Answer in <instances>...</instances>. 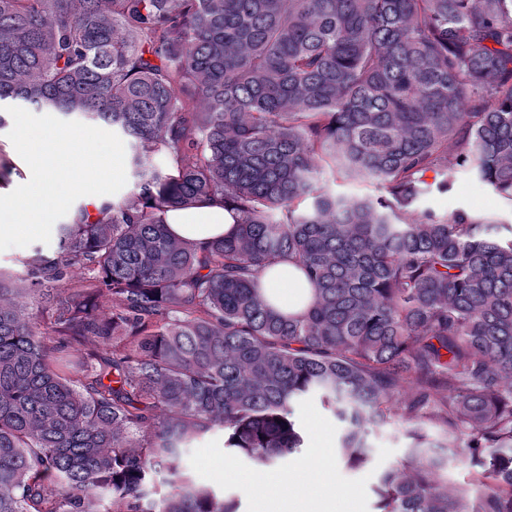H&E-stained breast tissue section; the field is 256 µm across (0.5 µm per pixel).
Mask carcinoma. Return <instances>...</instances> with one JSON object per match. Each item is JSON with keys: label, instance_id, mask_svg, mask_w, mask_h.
<instances>
[{"label": "carcinoma", "instance_id": "cac0c4a2", "mask_svg": "<svg viewBox=\"0 0 512 512\" xmlns=\"http://www.w3.org/2000/svg\"><path fill=\"white\" fill-rule=\"evenodd\" d=\"M6 102L103 122L135 192L0 272V512H239L185 448L273 465L311 395L352 469L407 424L377 512H512V225L415 209L462 169L512 206V0H0ZM205 201L235 233L173 238ZM283 260L301 312L262 288ZM456 447L481 493L448 485ZM323 185L326 189L336 193H350L358 195H377L379 190L375 185L369 183L348 184L339 177L326 174L323 178Z\"/></svg>", "mask_w": 512, "mask_h": 512}]
</instances>
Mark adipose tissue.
I'll list each match as a JSON object with an SVG mask.
<instances>
[{"label":"adipose tissue","mask_w":512,"mask_h":512,"mask_svg":"<svg viewBox=\"0 0 512 512\" xmlns=\"http://www.w3.org/2000/svg\"><path fill=\"white\" fill-rule=\"evenodd\" d=\"M165 222L172 236L195 244L226 236L234 230L231 213L218 203L168 211Z\"/></svg>","instance_id":"obj_1"}]
</instances>
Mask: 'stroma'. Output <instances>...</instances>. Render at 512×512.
<instances>
[{
  "label": "stroma",
  "mask_w": 512,
  "mask_h": 512,
  "mask_svg": "<svg viewBox=\"0 0 512 512\" xmlns=\"http://www.w3.org/2000/svg\"><path fill=\"white\" fill-rule=\"evenodd\" d=\"M12 127L9 121L0 127V190L7 193L28 182L31 176L28 165L8 137ZM418 206L442 214L457 209L481 210L493 215L499 223L512 224V206L468 171L458 173L451 190L428 189ZM294 417L301 428L303 445L274 465L259 467L225 449L224 436L219 432L189 449L185 465L197 484L212 489L217 495L236 497L240 512H311L318 501L326 497L320 484H313L307 495L291 500L284 496L258 497L251 486L252 480L260 477L297 473L299 466L319 449L337 448L341 425L317 399L296 404ZM368 440L373 450L368 469L353 470L340 462L335 465L331 481L341 495L331 500L333 512H374V488L379 477L397 464L409 445L404 426L397 424L373 428Z\"/></svg>",
  "instance_id": "obj_1"
}]
</instances>
